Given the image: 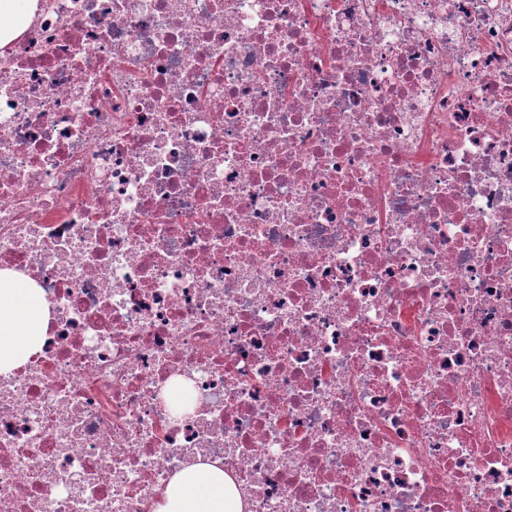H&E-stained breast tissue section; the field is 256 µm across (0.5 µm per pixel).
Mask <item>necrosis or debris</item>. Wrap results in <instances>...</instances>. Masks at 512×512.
<instances>
[{
  "mask_svg": "<svg viewBox=\"0 0 512 512\" xmlns=\"http://www.w3.org/2000/svg\"><path fill=\"white\" fill-rule=\"evenodd\" d=\"M5 269L0 512H512V0H37ZM49 312L40 288L8 270L0 271V374L42 350ZM241 493L224 467L197 458L185 465L162 490L154 512H242Z\"/></svg>",
  "mask_w": 512,
  "mask_h": 512,
  "instance_id": "necrosis-or-debris-1",
  "label": "necrosis or debris"
}]
</instances>
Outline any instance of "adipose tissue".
Here are the masks:
<instances>
[{"instance_id":"1","label":"adipose tissue","mask_w":512,"mask_h":512,"mask_svg":"<svg viewBox=\"0 0 512 512\" xmlns=\"http://www.w3.org/2000/svg\"><path fill=\"white\" fill-rule=\"evenodd\" d=\"M48 321L41 289L14 272L0 271V374L41 351ZM154 512H243V500L223 466L199 458L173 476Z\"/></svg>"}]
</instances>
